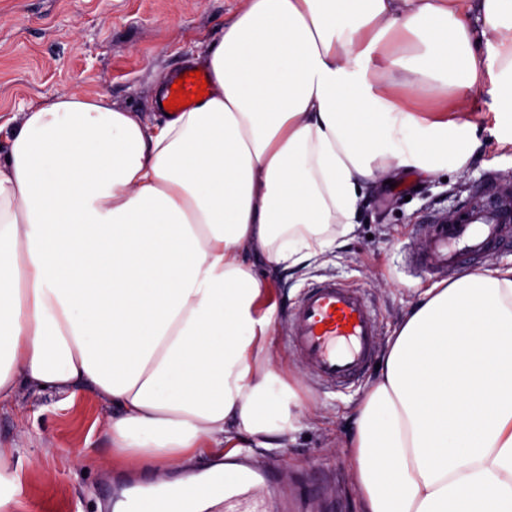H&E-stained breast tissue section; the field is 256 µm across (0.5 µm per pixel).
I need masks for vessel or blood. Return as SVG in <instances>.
I'll list each match as a JSON object with an SVG mask.
<instances>
[{
	"instance_id": "obj_1",
	"label": "vessel or blood",
	"mask_w": 512,
	"mask_h": 512,
	"mask_svg": "<svg viewBox=\"0 0 512 512\" xmlns=\"http://www.w3.org/2000/svg\"><path fill=\"white\" fill-rule=\"evenodd\" d=\"M512 246V199L489 191L480 209L451 224L436 220L426 234L416 264L422 274L452 275ZM293 349L321 382L344 384L363 372L378 343L376 317L363 293L333 280L307 289L289 319ZM230 512H267L262 502L246 498L236 485L215 483Z\"/></svg>"
}]
</instances>
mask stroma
<instances>
[{"label": "stroma", "mask_w": 512, "mask_h": 512, "mask_svg": "<svg viewBox=\"0 0 512 512\" xmlns=\"http://www.w3.org/2000/svg\"><path fill=\"white\" fill-rule=\"evenodd\" d=\"M244 0H0V124L19 123L30 102L72 91L107 94L131 112L151 109L157 83L184 69L202 43L218 40ZM480 147L446 178L397 174L369 190L360 227L345 247L281 278L269 341L282 375L306 398L308 415L285 448H255L238 457L255 472L271 512H359L352 464L338 450L357 400L375 370L344 388L309 375L292 349L288 314L313 284L333 279L361 290L387 339L432 282L412 262L430 224L512 179V146L493 135L498 101L474 91ZM110 411L91 392L76 400L18 393L0 406V462L20 483L18 512H99L132 483L159 476L149 467L113 463L103 429ZM96 466H88V459Z\"/></svg>", "instance_id": "1"}]
</instances>
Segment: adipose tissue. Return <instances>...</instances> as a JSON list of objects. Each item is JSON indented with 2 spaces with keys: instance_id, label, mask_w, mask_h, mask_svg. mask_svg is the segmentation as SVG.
Here are the masks:
<instances>
[{
  "instance_id": "ef3b65f1",
  "label": "adipose tissue",
  "mask_w": 512,
  "mask_h": 512,
  "mask_svg": "<svg viewBox=\"0 0 512 512\" xmlns=\"http://www.w3.org/2000/svg\"><path fill=\"white\" fill-rule=\"evenodd\" d=\"M496 51L486 82L467 23ZM209 94L149 117L108 95L30 104L0 160V402L22 388L111 407L115 457L211 471L284 448L303 400L270 356L266 276L354 240L362 191L465 168L490 85L512 145V0H247L196 55ZM361 512H512V267L423 291L343 443Z\"/></svg>"
}]
</instances>
